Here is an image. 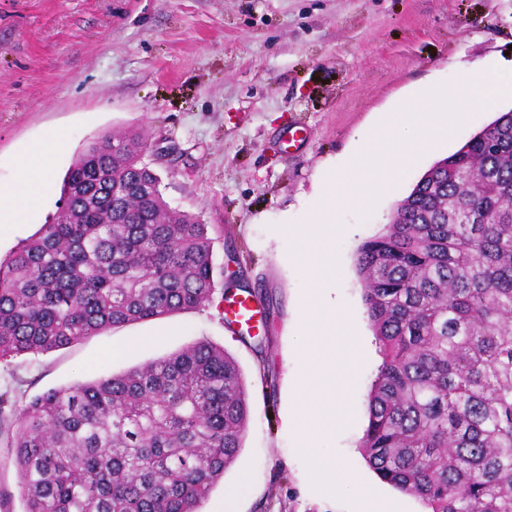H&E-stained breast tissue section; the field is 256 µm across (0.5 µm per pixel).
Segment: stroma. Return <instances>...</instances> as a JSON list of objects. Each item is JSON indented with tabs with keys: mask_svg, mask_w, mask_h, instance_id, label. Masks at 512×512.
Returning <instances> with one entry per match:
<instances>
[{
	"mask_svg": "<svg viewBox=\"0 0 512 512\" xmlns=\"http://www.w3.org/2000/svg\"><path fill=\"white\" fill-rule=\"evenodd\" d=\"M511 46L512 0H0V184L14 179L32 142L55 129L68 135L52 189L0 241V260L56 214L65 173L90 141L140 129L165 200L208 226L216 286L245 273L262 295L270 339L257 345L208 306L1 360L6 421L44 391L207 339L237 361L250 420L198 512H220L243 477L249 489L238 512H380L387 503L427 512L380 481L359 448L381 354L355 256L440 155L417 156L408 178L367 206L339 208L346 231L336 265L319 271L361 343L347 417L322 448L355 469L372 493L368 504L349 491L322 497L304 481L290 419L304 362L302 297L279 221L303 223L326 170L343 166L400 100L463 82L477 61L510 64ZM291 126L303 139L289 146L282 136Z\"/></svg>",
	"mask_w": 512,
	"mask_h": 512,
	"instance_id": "35a3bbf8",
	"label": "stroma"
}]
</instances>
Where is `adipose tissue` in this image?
Returning a JSON list of instances; mask_svg holds the SVG:
<instances>
[{
    "instance_id": "ef3b65f1",
    "label": "adipose tissue",
    "mask_w": 512,
    "mask_h": 512,
    "mask_svg": "<svg viewBox=\"0 0 512 512\" xmlns=\"http://www.w3.org/2000/svg\"><path fill=\"white\" fill-rule=\"evenodd\" d=\"M63 140V132L55 131L31 145L18 167L15 182L0 185V239L11 234L18 213L38 201L39 191L49 188L55 153Z\"/></svg>"
}]
</instances>
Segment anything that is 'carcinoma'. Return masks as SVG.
<instances>
[{"instance_id": "1", "label": "carcinoma", "mask_w": 512, "mask_h": 512, "mask_svg": "<svg viewBox=\"0 0 512 512\" xmlns=\"http://www.w3.org/2000/svg\"><path fill=\"white\" fill-rule=\"evenodd\" d=\"M145 135L79 153L64 207L0 262V360L214 302L212 238L173 209ZM355 267L382 363L360 441L430 512H512V109L438 160ZM249 421L241 370L206 339L34 396L3 434L24 512H196Z\"/></svg>"}]
</instances>
